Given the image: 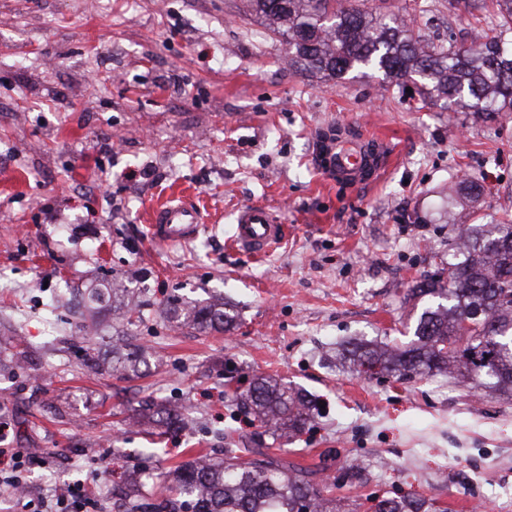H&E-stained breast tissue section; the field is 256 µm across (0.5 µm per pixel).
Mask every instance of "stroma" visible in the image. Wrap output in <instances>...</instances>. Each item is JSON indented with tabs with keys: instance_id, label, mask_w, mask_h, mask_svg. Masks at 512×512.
Wrapping results in <instances>:
<instances>
[{
	"instance_id": "35a3bbf8",
	"label": "stroma",
	"mask_w": 512,
	"mask_h": 512,
	"mask_svg": "<svg viewBox=\"0 0 512 512\" xmlns=\"http://www.w3.org/2000/svg\"><path fill=\"white\" fill-rule=\"evenodd\" d=\"M414 29L456 42L468 18L448 0H369ZM370 129L393 147L358 186L322 171L321 141ZM469 178L477 201L459 197ZM200 206L198 235L159 244L150 210L171 194ZM271 209L287 227L271 255L229 244L235 212ZM512 219V113L420 107L419 96L361 70L324 82L288 67V46L243 0H0V422L6 447L45 458L25 512L59 484L93 489L86 512H112V483L200 455L220 456L237 378L273 374L312 393L315 426L284 443L290 465L326 482L363 462L366 497L416 495L437 512H512V400L479 397L442 375L401 383L324 367L357 337L401 340L417 317L404 298L444 267L462 224ZM116 278L145 296L128 330L164 365L118 379L86 368L70 309L49 298ZM221 297L229 332L174 328L169 296ZM178 403L190 427L157 436L124 419Z\"/></svg>"
}]
</instances>
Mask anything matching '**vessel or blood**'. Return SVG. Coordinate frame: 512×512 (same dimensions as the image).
I'll return each mask as SVG.
<instances>
[{
  "label": "vessel or blood",
  "instance_id": "obj_1",
  "mask_svg": "<svg viewBox=\"0 0 512 512\" xmlns=\"http://www.w3.org/2000/svg\"><path fill=\"white\" fill-rule=\"evenodd\" d=\"M364 138L352 144H337L331 149L324 172L331 179L345 183L360 182L364 171H377L379 159L364 151ZM203 222L198 205L171 198L153 208L149 233L158 242L174 244L191 239ZM285 231L277 216L267 207L246 205L239 209L233 246L252 257L270 253L284 237Z\"/></svg>",
  "mask_w": 512,
  "mask_h": 512
}]
</instances>
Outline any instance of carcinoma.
I'll return each instance as SVG.
<instances>
[{"label":"carcinoma","instance_id":"carcinoma-1","mask_svg":"<svg viewBox=\"0 0 512 512\" xmlns=\"http://www.w3.org/2000/svg\"><path fill=\"white\" fill-rule=\"evenodd\" d=\"M249 11L289 48L290 65L324 81L345 79L369 68L400 85L420 82L421 104H453L485 121L512 112V0H456V10L482 23L477 38L451 49L433 38L412 35L400 17L350 0H247ZM459 253L448 276L426 275L411 297L424 302L406 344L359 341L343 357L365 372L379 371L399 381L444 373L491 394L512 395V224L469 227L459 235ZM95 313L106 304L133 325L137 304L124 288L94 286L81 292ZM165 314L176 326L200 333L229 330L233 306H185L173 299ZM125 334L95 336L85 363L97 366L99 346L112 344V375L136 376L149 369L155 352L129 343ZM229 400L273 440L301 434L313 421L316 401L271 375L252 378ZM129 419L162 437L183 430L188 420L176 407L146 406ZM431 512L424 499L336 497L313 483L310 473L263 448H252L234 430L224 434V457L201 456L151 486L131 480L112 484V512Z\"/></svg>","mask_w":512,"mask_h":512}]
</instances>
